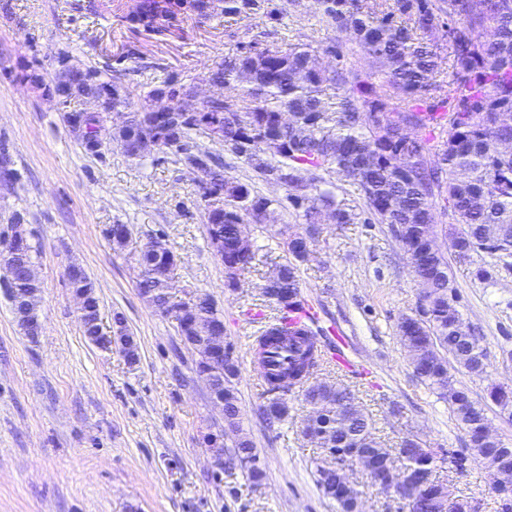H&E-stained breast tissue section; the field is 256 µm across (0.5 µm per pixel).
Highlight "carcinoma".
<instances>
[{"label": "carcinoma", "mask_w": 512, "mask_h": 512, "mask_svg": "<svg viewBox=\"0 0 512 512\" xmlns=\"http://www.w3.org/2000/svg\"><path fill=\"white\" fill-rule=\"evenodd\" d=\"M316 4L341 36L326 50L338 54L342 44H355L373 59L377 71L349 76L339 69L318 67L311 51L299 45L284 49L276 44L243 43L235 54L213 62L204 73L205 78L233 90V101L208 103L192 120L181 119L178 112L163 119L153 111L152 99L158 94L173 99L187 95L196 81L168 76L140 96L139 108L111 131L110 139L128 153L157 143L163 154L176 155L191 170L207 160L200 141L218 131L224 136V150L246 163L257 179L268 183L275 175L288 186V200L293 208L303 210L310 226L329 216L337 224L357 219L335 195L306 193L313 174L334 168L351 179L363 198V223L400 229L413 274L426 278L425 318L404 315L397 323L414 374L448 403L464 430L477 431L488 423L485 407L466 388L455 385L448 359L471 374L473 363L485 352L477 337L462 328L450 296L456 288L447 257L442 251H429L426 242L439 200L450 223L461 225L449 245L456 257L477 251L484 224L506 226L492 253L512 257V153L498 147V141L512 136V128L503 123L504 115H512V0H316ZM284 12L275 0H170L166 8L158 0H141L140 11L128 15L127 21L136 29L162 34L166 31L159 26L162 17L176 21L183 14L207 20L220 14L234 20L279 21ZM409 22L428 37L437 28L448 49V70L441 69L437 45L412 37ZM378 71L383 74L380 82L376 81ZM92 75V86L97 94L112 99V107L128 105L121 70L108 75L94 68ZM329 87L336 90L332 96L326 94ZM285 112L294 113L307 127L306 136L297 137L293 125L282 122ZM403 123L427 128L429 136L407 140L399 134H379L384 125L393 129ZM216 169L220 182L201 188L207 234L211 241L223 239L224 263L244 272L252 268L255 253L238 249L239 227L247 218L262 223L277 200L251 182L224 175V161H217ZM289 255L283 264L287 292L272 298L279 316L256 337L269 393H286L304 384L323 360L310 327L315 318L293 319L295 313L310 309L298 276V264L307 258L296 249L289 250ZM138 263L148 268L139 281L141 293L149 298L165 294L174 267L171 257L144 247ZM69 284L86 296L84 333L98 345L99 302L94 284L83 271L69 277ZM10 287L27 296V314L16 322L29 336L32 319L38 316L40 284L19 279ZM214 312L206 296L196 309L175 317L178 332L198 354V371L208 366L206 347L198 337L205 334ZM118 340L126 361L136 363L133 337L122 332ZM285 344L292 351L287 362L267 370V354ZM237 376L236 362L226 363L217 382L226 427L239 425ZM487 396L500 411L512 414V387L494 384ZM304 397L312 415L304 435L324 453L313 460L317 485L336 501L339 512H355L358 491L337 484L333 469L353 450L377 447L373 426L360 410L350 417L339 411L342 400L354 398L342 384L319 383ZM226 439L231 442L228 461L242 464L249 483H260L264 469L250 440L240 433ZM499 445L496 436H482L470 450L482 458ZM399 456L405 472L428 471L436 463L409 440L400 444ZM371 463L374 483L388 482L393 460L373 457ZM423 499L426 507L421 512H463L446 486L430 487Z\"/></svg>", "instance_id": "obj_1"}]
</instances>
